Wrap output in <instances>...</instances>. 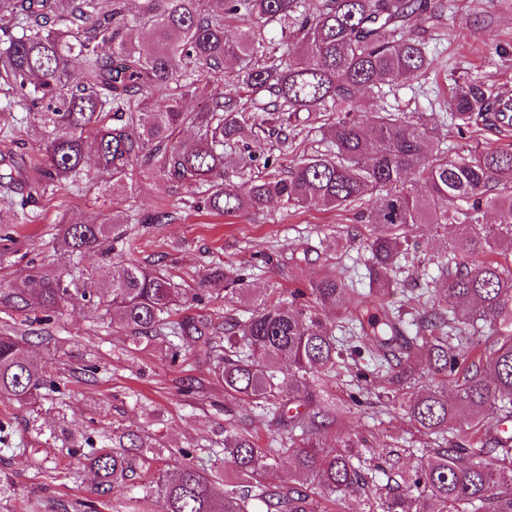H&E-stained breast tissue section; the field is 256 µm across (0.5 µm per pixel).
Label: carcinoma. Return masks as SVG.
I'll list each match as a JSON object with an SVG mask.
<instances>
[{
    "label": "carcinoma",
    "mask_w": 512,
    "mask_h": 512,
    "mask_svg": "<svg viewBox=\"0 0 512 512\" xmlns=\"http://www.w3.org/2000/svg\"><path fill=\"white\" fill-rule=\"evenodd\" d=\"M127 0H0V88L6 107H19L43 130L44 165L30 170L6 164L0 187L24 181L78 186L92 157L120 186L134 166L154 162L152 173L174 192L194 187L199 207L226 216L276 201L284 207L345 209L361 205L367 228L368 294L361 329L368 349L387 357L400 338V317L385 296L396 281L412 228L458 227L441 263L443 290L418 310L416 335L396 356L385 376L387 391L425 375L443 384L413 393L404 411L426 437L453 433L459 413L471 418L463 445L433 449L429 463L400 475L378 496L377 512H512V435L483 427L489 411L512 418V150H489L469 159L435 146V127L423 113L404 109L362 110L360 92L378 93L420 77L433 68L425 44L408 34L415 18L432 16L434 0H143L130 15ZM239 24L229 38L226 23ZM279 31L281 45H267ZM79 61V70L70 63ZM238 64L224 92L227 62ZM205 91L201 112L183 109V96ZM502 100L483 82L456 83L448 100V123L458 130L500 127L512 120ZM333 114L330 146L283 166L267 159L263 175L244 178L246 157L228 165L224 147L239 142L247 126L284 131L300 113ZM186 126L197 137L180 140ZM425 186L421 193L413 188ZM495 221L484 223L487 211ZM124 238L112 219L64 225L57 250L70 260L103 251ZM348 284L334 274L311 281L291 297L288 308L271 295H254L244 274L216 267L197 288L130 263L114 271L96 291L106 312L116 316L135 340L158 339L168 351L203 346L222 334L224 353L215 355L224 394L246 400L264 413L288 420V443L262 448L255 436L224 427V465L235 474L225 489L191 452L169 455L172 470L150 471L152 445L126 433L113 448H92L84 461L94 470L96 492L106 495L141 477L142 500L157 512H331L368 485L356 463L357 447L324 448L319 436L335 415L321 405L315 378L346 362L347 348L319 309L336 307ZM224 293L251 306L243 322L227 318L222 327L204 316L173 313ZM55 312L87 300L86 289L38 271L7 301ZM22 336L0 333V397L21 405L36 402L51 385L44 368L21 349ZM286 455L288 476H305L306 486L282 480L270 489L267 474Z\"/></svg>",
    "instance_id": "obj_1"
}]
</instances>
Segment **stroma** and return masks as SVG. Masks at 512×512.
<instances>
[{
  "label": "stroma",
  "instance_id": "1",
  "mask_svg": "<svg viewBox=\"0 0 512 512\" xmlns=\"http://www.w3.org/2000/svg\"><path fill=\"white\" fill-rule=\"evenodd\" d=\"M444 2V16L412 29L433 57V69L396 94H360L358 107L388 110L406 104L438 115L447 109L454 78L462 76L480 78L512 98V0ZM10 125L14 136H0V159L26 165L37 155L40 134L29 124L0 118V129ZM436 132L441 145L465 157L486 148H512V130L460 133L441 123ZM250 146L258 160L291 161L325 150L327 141L316 119L298 122L286 137L259 138ZM160 208L170 212V222L128 221L132 213ZM109 216L124 221L126 244L112 251L110 261L86 258V266L95 271L88 282L92 289L109 279L118 262L146 266L185 288L197 287L213 267L243 268L250 288L260 292L276 287L284 301L291 289L327 272L357 290L366 288V230L352 209H287L270 203L235 217L212 215L196 209L193 192L171 191L146 165L137 166L132 180L117 189L98 173L78 190L47 186L17 223L0 225V329L27 334L25 354L43 365L56 384L32 407L0 398V421L7 424L0 433V512H144L146 505L135 499L133 490L96 494L95 476L78 454L88 446L111 444L122 432L151 440L162 460L179 448L195 450L200 464L229 483L233 474L208 454L223 447L226 419L255 433L264 448L287 434L286 426L250 403L225 399L211 357L192 350L170 360L160 341L133 343L118 321L92 305L64 307L46 324L42 311L6 303L33 266L75 276L55 250L60 229ZM455 232L452 226L418 225L389 305L406 316L424 305V278L436 275ZM369 364L365 356L324 376L323 395L339 414L321 439L330 446L347 438L357 441L365 472L374 484L383 485L393 471L412 469L427 459L434 442L415 432L399 405L359 392L355 371Z\"/></svg>",
  "mask_w": 512,
  "mask_h": 512
}]
</instances>
